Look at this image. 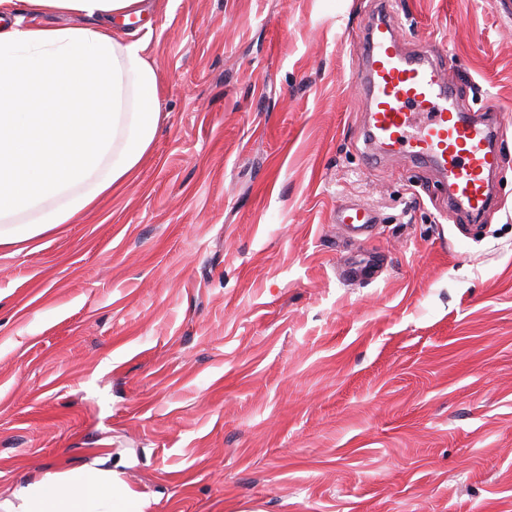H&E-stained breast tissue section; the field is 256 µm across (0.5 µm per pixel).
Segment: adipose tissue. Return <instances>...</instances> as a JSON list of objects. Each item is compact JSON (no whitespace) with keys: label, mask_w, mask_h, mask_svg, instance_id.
Instances as JSON below:
<instances>
[{"label":"adipose tissue","mask_w":512,"mask_h":512,"mask_svg":"<svg viewBox=\"0 0 512 512\" xmlns=\"http://www.w3.org/2000/svg\"><path fill=\"white\" fill-rule=\"evenodd\" d=\"M22 10L72 22H12ZM144 12V0H0V258L72 223L148 154L161 77L143 39L115 28ZM103 493L120 496L110 473L77 472L56 493L32 489L27 512H97Z\"/></svg>","instance_id":"ef3b65f1"}]
</instances>
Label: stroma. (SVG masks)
<instances>
[{"mask_svg": "<svg viewBox=\"0 0 512 512\" xmlns=\"http://www.w3.org/2000/svg\"><path fill=\"white\" fill-rule=\"evenodd\" d=\"M150 6L139 171L0 258V512L77 470L130 512H512V0L391 4L496 111L477 223L434 170L362 165L375 0ZM376 222L374 211L363 204L343 203L336 209V224L351 227L359 235L365 233L366 225Z\"/></svg>", "mask_w": 512, "mask_h": 512, "instance_id": "stroma-1", "label": "stroma"}]
</instances>
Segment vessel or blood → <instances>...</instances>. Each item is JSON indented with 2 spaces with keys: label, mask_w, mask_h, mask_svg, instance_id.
Listing matches in <instances>:
<instances>
[{
  "label": "vessel or blood",
  "mask_w": 512,
  "mask_h": 512,
  "mask_svg": "<svg viewBox=\"0 0 512 512\" xmlns=\"http://www.w3.org/2000/svg\"><path fill=\"white\" fill-rule=\"evenodd\" d=\"M362 61L352 81L364 91L367 120L360 133L367 164L403 156L436 170L448 187V199L473 218L497 204L490 187L504 158L496 148V120L461 101L432 43L406 45L388 7L368 20L355 45ZM337 223L364 234L376 215L369 207L344 203Z\"/></svg>",
  "instance_id": "obj_1"
}]
</instances>
